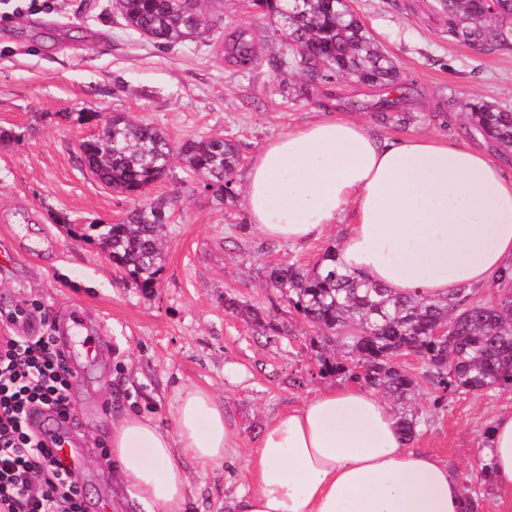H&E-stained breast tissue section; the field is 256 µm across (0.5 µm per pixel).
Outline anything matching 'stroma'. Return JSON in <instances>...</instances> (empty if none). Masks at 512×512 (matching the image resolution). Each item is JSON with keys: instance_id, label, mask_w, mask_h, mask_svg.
Returning a JSON list of instances; mask_svg holds the SVG:
<instances>
[{"instance_id": "obj_1", "label": "stroma", "mask_w": 512, "mask_h": 512, "mask_svg": "<svg viewBox=\"0 0 512 512\" xmlns=\"http://www.w3.org/2000/svg\"><path fill=\"white\" fill-rule=\"evenodd\" d=\"M435 0H351L376 43L397 64L407 91L387 115L382 91L341 77L310 82L282 67L290 49L279 15L250 0H203L201 40L168 51L125 26L114 0H0V336H40L80 313L102 334L96 358L73 369V440L83 459L75 479L86 512H133L112 472V424L125 412L172 427L176 390H212L239 438L237 455L207 472L192 471L186 512H231L245 487L248 461L264 424L337 384L319 376L309 346L315 332L290 313L265 281L267 267L309 266L342 245L347 218L320 239L290 245L250 224L242 199L217 204L200 194V177L172 158L145 198L172 201L163 269L153 291L124 279L96 239L79 225L123 220L139 198L112 190L79 161L81 112L154 122L172 144L221 136L237 141L245 165L265 142L322 118H348L391 140L447 136L464 144V102L484 99L512 109V48L477 51L452 41ZM248 30L259 63L229 64L222 40ZM271 312L287 327L268 342L224 310L225 295ZM428 417L412 440L470 482L482 462L487 430L512 412V393L459 392L442 398L421 382L415 399Z\"/></svg>"}]
</instances>
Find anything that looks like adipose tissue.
Here are the masks:
<instances>
[{"label":"adipose tissue","mask_w":512,"mask_h":512,"mask_svg":"<svg viewBox=\"0 0 512 512\" xmlns=\"http://www.w3.org/2000/svg\"><path fill=\"white\" fill-rule=\"evenodd\" d=\"M251 224L300 244L349 214L343 270L444 298L512 262V172L445 137L389 141L323 119L269 141L245 174ZM172 428L113 422L112 462L145 512H184L189 468L236 453L224 406L182 385ZM492 485L512 503V413L490 431ZM233 512H465L466 490L434 454L409 447L391 407L358 383L328 387L264 426Z\"/></svg>","instance_id":"obj_1"}]
</instances>
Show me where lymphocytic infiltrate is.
<instances>
[{"mask_svg": "<svg viewBox=\"0 0 512 512\" xmlns=\"http://www.w3.org/2000/svg\"><path fill=\"white\" fill-rule=\"evenodd\" d=\"M72 371L52 336H0V512H85L74 472L32 430V411L69 419Z\"/></svg>", "mask_w": 512, "mask_h": 512, "instance_id": "f902f5d3", "label": "lymphocytic infiltrate"}]
</instances>
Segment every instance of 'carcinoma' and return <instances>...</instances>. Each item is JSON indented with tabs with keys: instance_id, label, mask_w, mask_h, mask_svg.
<instances>
[{
	"instance_id": "obj_1",
	"label": "carcinoma",
	"mask_w": 512,
	"mask_h": 512,
	"mask_svg": "<svg viewBox=\"0 0 512 512\" xmlns=\"http://www.w3.org/2000/svg\"><path fill=\"white\" fill-rule=\"evenodd\" d=\"M264 14H278L283 32L307 55L294 52L289 64L309 78L329 80L351 75L363 85L403 90L395 62L369 35L348 0H252ZM448 16L454 41L490 51L512 46V0H439ZM126 26L168 50L205 31L198 3L189 0H121ZM224 56L242 69L258 60L256 42L239 30L224 41ZM471 127L503 155H512V112L486 101L467 103ZM173 146L165 132L147 121L116 114L102 122L101 133L81 144L80 160L101 182L124 192L135 176L165 173ZM185 167L201 176L203 190L220 203L235 197L234 173L241 161L235 142L220 136L190 139L178 147ZM170 218L168 201L141 203L116 224H89L100 248L126 278L144 290L155 288L163 269L161 231ZM336 248L329 247L311 267L281 263L267 268L266 280L300 319L316 328L310 339L321 373H336L381 393L400 406L401 430L412 440L421 421L407 409L418 377L395 359L411 350L425 373L449 397L461 390L475 393L512 392V294L496 306L471 301L463 285L442 299L393 291L342 271ZM224 309L264 336L287 328L270 313L224 297ZM448 329L436 339L434 327ZM488 464L477 469L467 486L469 502L478 508L490 486Z\"/></svg>"
}]
</instances>
